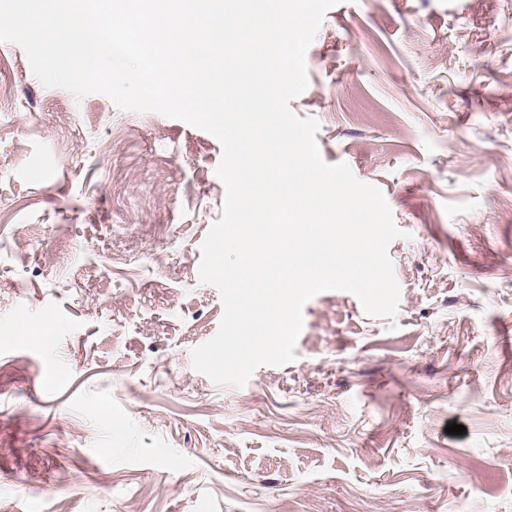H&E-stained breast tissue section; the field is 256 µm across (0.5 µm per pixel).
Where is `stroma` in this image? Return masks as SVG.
Masks as SVG:
<instances>
[{
  "label": "stroma",
  "mask_w": 512,
  "mask_h": 512,
  "mask_svg": "<svg viewBox=\"0 0 512 512\" xmlns=\"http://www.w3.org/2000/svg\"><path fill=\"white\" fill-rule=\"evenodd\" d=\"M306 65L290 108L383 193L399 306L315 295L237 388L190 358L218 139L0 42V512H512V0H341Z\"/></svg>",
  "instance_id": "35a3bbf8"
}]
</instances>
